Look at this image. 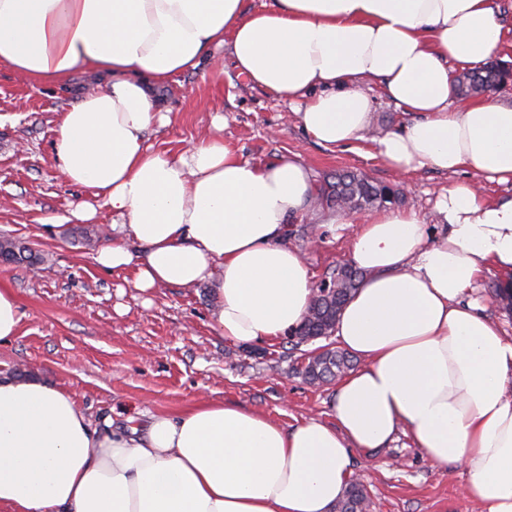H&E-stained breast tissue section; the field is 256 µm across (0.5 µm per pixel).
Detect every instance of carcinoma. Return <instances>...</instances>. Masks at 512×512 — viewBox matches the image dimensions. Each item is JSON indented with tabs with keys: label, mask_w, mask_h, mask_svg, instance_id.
<instances>
[{
	"label": "carcinoma",
	"mask_w": 512,
	"mask_h": 512,
	"mask_svg": "<svg viewBox=\"0 0 512 512\" xmlns=\"http://www.w3.org/2000/svg\"><path fill=\"white\" fill-rule=\"evenodd\" d=\"M507 68L489 63L468 70L454 79L455 90L464 98L484 95L505 81ZM321 206L338 212L356 213L369 207H385L400 201V192L352 171H341L318 188ZM0 259L14 263L35 264L42 261L33 250L9 237H0ZM364 274L350 265H338L326 273L314 292L304 322L295 330L296 344L331 335L343 306L357 288ZM351 367L348 353L332 348L322 353L309 352L301 375L311 384L329 382L343 376ZM370 501L364 485L350 482L334 512H367Z\"/></svg>",
	"instance_id": "cac0c4a2"
}]
</instances>
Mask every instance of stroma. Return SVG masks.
<instances>
[{"instance_id": "1", "label": "stroma", "mask_w": 512, "mask_h": 512, "mask_svg": "<svg viewBox=\"0 0 512 512\" xmlns=\"http://www.w3.org/2000/svg\"><path fill=\"white\" fill-rule=\"evenodd\" d=\"M95 83L82 73L66 83L29 82L0 65V236L44 257L36 265L0 261V289L12 291L20 314L15 336L0 344V373L71 389L98 425L109 419L142 428L152 415L176 414L200 399L257 410L289 427L308 417L334 423L335 385L308 383L300 373L311 344L296 347L287 336L248 346L226 341L210 317L209 284L143 293L123 275L98 268L94 249L80 244L71 212L95 197L62 178L55 128L77 92ZM158 94L170 122L149 133L157 149L178 153L218 131L233 152L256 164L300 155L317 185L352 170L400 189L399 210L417 213L433 235L437 197L475 177L468 169L395 174L368 140L351 150H326L287 105L254 87L229 59L221 79L187 72ZM218 115L220 130L213 124ZM366 218L363 211L320 208L291 222L288 241L318 281L349 262L351 239ZM307 222L317 225L318 242L305 234ZM353 466L368 490L370 512H485L464 494L465 470L434 465L405 435L374 454L355 453Z\"/></svg>"}]
</instances>
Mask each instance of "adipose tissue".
Listing matches in <instances>:
<instances>
[{"instance_id": "adipose-tissue-1", "label": "adipose tissue", "mask_w": 512, "mask_h": 512, "mask_svg": "<svg viewBox=\"0 0 512 512\" xmlns=\"http://www.w3.org/2000/svg\"><path fill=\"white\" fill-rule=\"evenodd\" d=\"M512 35L493 0H0V64L35 82L95 74V91L61 112L63 179L93 189L79 221L112 212L104 271L134 288L214 282L224 339L252 344L295 330L313 277L288 242L316 196L308 167L285 154L257 165L221 136L173 155L147 138L168 123L156 89L229 49L252 85L295 110L331 150L372 125L363 83L380 82L407 120L377 139L400 175L473 170L436 203L437 238L416 213H374L350 242L364 278L334 334L361 358L337 384L335 424L287 428L235 404L203 400L145 433L92 427L74 393L0 374V512H332L355 452L408 436L433 463L462 466L467 497L512 512V337L473 299L483 272L512 287V104L459 108L455 72ZM138 250H131L128 239Z\"/></svg>"}]
</instances>
